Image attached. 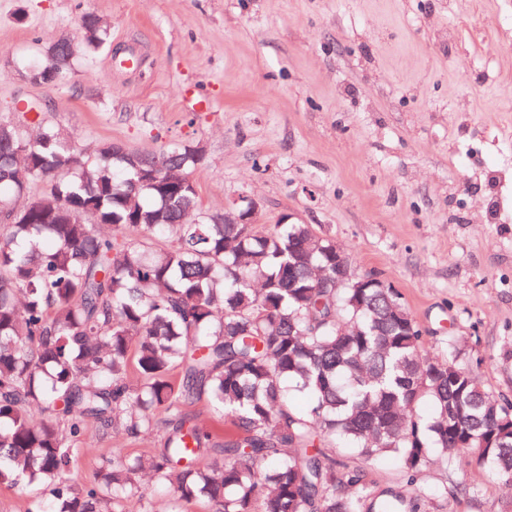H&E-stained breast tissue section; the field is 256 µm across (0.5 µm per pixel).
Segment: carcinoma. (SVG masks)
Returning <instances> with one entry per match:
<instances>
[{
  "mask_svg": "<svg viewBox=\"0 0 512 512\" xmlns=\"http://www.w3.org/2000/svg\"><path fill=\"white\" fill-rule=\"evenodd\" d=\"M25 67L67 83L107 26ZM89 155L60 131L0 118V486L40 485L49 512H407L338 459L400 460L406 484L433 453L512 483V406L448 343L433 355L399 293L336 287V243L309 224L264 234L202 211L199 145ZM46 191L27 196L30 183ZM204 401L216 425L191 407ZM430 407L423 415L420 408ZM158 447L70 481L89 431Z\"/></svg>",
  "mask_w": 512,
  "mask_h": 512,
  "instance_id": "1",
  "label": "carcinoma"
}]
</instances>
